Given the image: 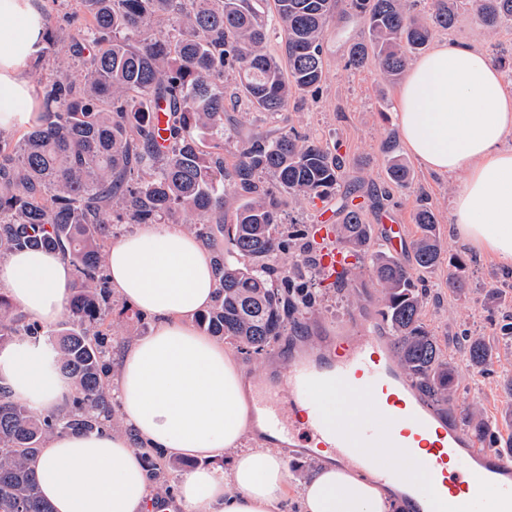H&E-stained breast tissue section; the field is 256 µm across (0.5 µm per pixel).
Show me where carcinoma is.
Listing matches in <instances>:
<instances>
[{"label":"carcinoma","instance_id":"cac0c4a2","mask_svg":"<svg viewBox=\"0 0 512 512\" xmlns=\"http://www.w3.org/2000/svg\"><path fill=\"white\" fill-rule=\"evenodd\" d=\"M76 0L82 27L71 45L70 73L39 82L41 116L33 127L0 139V258L17 250L58 251L74 270L69 307L55 327L32 320L0 292V350L21 340L43 342L73 392L65 407L38 414L0 385V512H51L31 467L57 432L89 433L112 420L108 357L112 300L104 274L112 224H168L197 214L194 232L213 251L221 274L214 303L198 315L212 336L231 338L247 354H261L287 326L315 311L317 263L287 265L289 245L279 232L283 196L324 200L343 178V163L327 147L289 130L250 135L232 167L224 165V100L243 99L276 114L297 92L316 94L325 79V39L338 4L360 16L367 34L348 38L345 68L375 61L384 79L405 71L410 55L436 32L451 29L460 0H430L422 14L408 0ZM481 23L512 18V0H476ZM43 46L32 68L55 52L52 15L42 17ZM282 55L267 50L270 31ZM237 72L236 92L224 97V68ZM165 106L164 144L156 142L154 112ZM389 180H413L399 156ZM241 203L224 223V189ZM422 235L406 263L371 249L372 228L359 210L344 209L336 235L370 259L381 288V314L397 344V361L439 405L453 402L456 367L423 322L427 292L418 273L436 267L442 249L437 218L421 204ZM460 354L485 370L492 349L466 336ZM464 418L470 435L490 430L476 410Z\"/></svg>","mask_w":512,"mask_h":512}]
</instances>
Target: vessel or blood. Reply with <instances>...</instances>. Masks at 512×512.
<instances>
[{
    "mask_svg": "<svg viewBox=\"0 0 512 512\" xmlns=\"http://www.w3.org/2000/svg\"><path fill=\"white\" fill-rule=\"evenodd\" d=\"M311 233L324 281L349 277L355 260L336 245L332 225H313ZM391 344L383 323L363 308L336 335L289 351L285 369L259 381L251 402L266 440L356 460L404 492L413 512H459L489 491L498 512H512V456L479 448L457 417L427 401L395 363ZM326 393L336 397L332 418Z\"/></svg>",
    "mask_w": 512,
    "mask_h": 512,
    "instance_id": "obj_1",
    "label": "vessel or blood"
}]
</instances>
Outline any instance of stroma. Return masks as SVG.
I'll return each mask as SVG.
<instances>
[{"mask_svg":"<svg viewBox=\"0 0 512 512\" xmlns=\"http://www.w3.org/2000/svg\"><path fill=\"white\" fill-rule=\"evenodd\" d=\"M46 12L57 17L56 51L44 65V74L73 70L69 47L77 33V22L67 21L76 10L74 0H45ZM458 40L470 44L488 57H501L502 71L512 70V24L485 28L470 9L459 10L451 30L436 33L434 42ZM346 40L328 35L326 39V78L317 95L296 94L285 111L272 116L246 106L228 109L224 127V163L232 165L245 137L260 131L278 135L295 129L307 139L321 143L339 153L344 162V181L331 202L288 200L285 216L279 226L285 239L296 245L312 238V225L327 222L339 224L337 210L344 200H353L373 229V247L387 248L384 227L404 225L406 245L398 256L411 257V241L421 234L414 221L420 202H428L437 216L436 232L448 260L422 272L421 285L426 288L428 302L423 321L438 337L445 353H453L459 336H479L494 349V357L483 373H475L464 361H457L455 395L449 414L463 416L477 409L490 423L492 446H512V341H505L501 327L506 315H512V267L497 259L481 255L461 243L451 229L450 199L455 189L447 178L427 171L414 157L408 156L396 125L394 107L398 83L385 80L376 64L360 70L344 66ZM405 156L412 174L410 188L390 187L387 179L389 153ZM460 257L466 280L464 293L448 288L454 273L451 257ZM319 303L307 322L311 335L332 333L336 322L360 306L380 311V292L372 280L367 263L358 264L346 284L338 288L319 286ZM112 348L122 349L129 340L149 334L152 322L120 297L112 299Z\"/></svg>","mask_w":512,"mask_h":512,"instance_id":"35a3bbf8","label":"stroma"}]
</instances>
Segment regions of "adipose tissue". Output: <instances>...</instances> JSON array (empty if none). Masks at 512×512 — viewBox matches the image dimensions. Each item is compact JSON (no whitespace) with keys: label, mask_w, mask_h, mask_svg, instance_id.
Listing matches in <instances>:
<instances>
[{"label":"adipose tissue","mask_w":512,"mask_h":512,"mask_svg":"<svg viewBox=\"0 0 512 512\" xmlns=\"http://www.w3.org/2000/svg\"><path fill=\"white\" fill-rule=\"evenodd\" d=\"M43 0H0V131L27 127L15 111L30 99L25 72L42 34ZM395 118L409 151L429 170L463 181L452 230L478 253L512 263V94L505 76L473 47L448 39L412 63ZM113 290L152 320L150 336L126 345L109 388L122 426L59 432L34 464L54 512H147L144 450L188 455L201 466L180 480V512H390L386 489L365 470L320 463L290 496L278 449L241 448L248 430L246 371L194 320L219 286L211 252L193 234L144 224L110 244ZM70 263L58 253L18 250L0 262V287L26 315L50 325L65 316ZM0 384L35 412L62 408L70 383L43 346L0 353ZM225 457L228 467L214 466Z\"/></svg>","instance_id":"obj_1"}]
</instances>
